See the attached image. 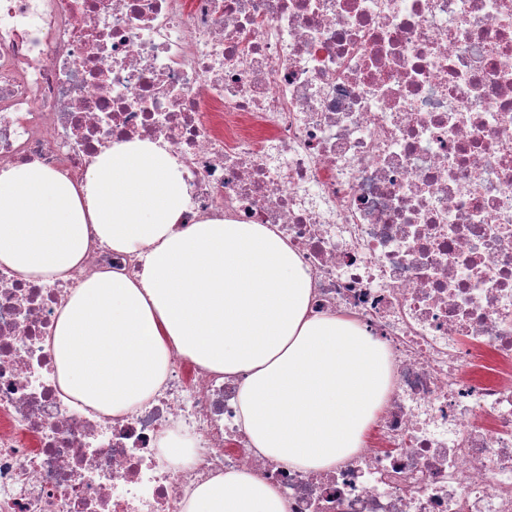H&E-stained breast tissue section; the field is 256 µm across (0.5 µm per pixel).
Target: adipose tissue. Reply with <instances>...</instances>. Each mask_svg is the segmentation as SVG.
<instances>
[{
  "mask_svg": "<svg viewBox=\"0 0 512 512\" xmlns=\"http://www.w3.org/2000/svg\"><path fill=\"white\" fill-rule=\"evenodd\" d=\"M184 172L158 144H113L79 178L38 161L0 169V264L66 278L91 238L139 253L136 277L99 272L59 311L51 349L75 409L118 415L164 380L170 350L241 378L251 444L297 469L364 442L388 390L387 354L347 314L309 313L312 275L263 224L186 223ZM246 470L198 485L186 512H285Z\"/></svg>",
  "mask_w": 512,
  "mask_h": 512,
  "instance_id": "1",
  "label": "adipose tissue"
}]
</instances>
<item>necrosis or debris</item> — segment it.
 I'll return each instance as SVG.
<instances>
[{"mask_svg": "<svg viewBox=\"0 0 512 512\" xmlns=\"http://www.w3.org/2000/svg\"><path fill=\"white\" fill-rule=\"evenodd\" d=\"M134 139L184 166L187 222L270 225L389 392L322 471L258 454L239 379L175 350L150 397L78 411L46 340L140 258L94 238L65 279L0 265V512H185L231 469L286 512H512V0H0V167L73 176Z\"/></svg>", "mask_w": 512, "mask_h": 512, "instance_id": "4bbe7bcc", "label": "necrosis or debris"}]
</instances>
